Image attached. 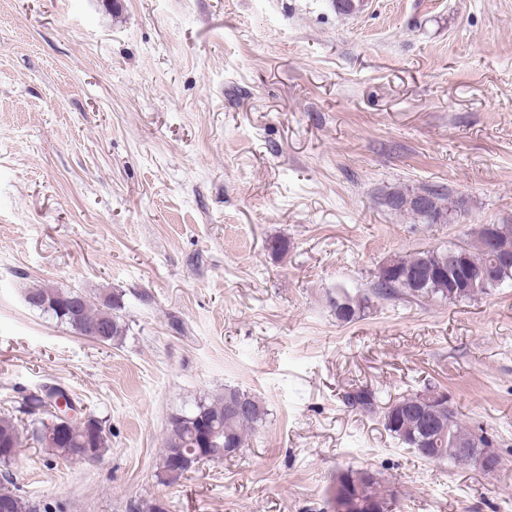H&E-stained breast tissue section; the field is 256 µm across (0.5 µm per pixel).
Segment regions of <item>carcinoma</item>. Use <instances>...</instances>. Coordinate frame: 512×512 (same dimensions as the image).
<instances>
[{"label": "carcinoma", "instance_id": "1", "mask_svg": "<svg viewBox=\"0 0 512 512\" xmlns=\"http://www.w3.org/2000/svg\"><path fill=\"white\" fill-rule=\"evenodd\" d=\"M386 205L393 210L407 212L426 221L428 224H447L453 212L452 206L446 203V195L437 189H425L419 193H396L386 199ZM497 239L496 249L488 246L490 230L482 224L475 232V239L470 244L458 245L448 249L432 248L418 251L409 256H396L382 263L370 291L363 298L338 295L337 302L332 304L336 319L350 323L357 318L365 303L374 297L379 300H394L402 297L421 301L439 299L456 302L473 299V291L461 288L458 282L448 280V255L457 256L460 271L488 272L487 279L478 294L488 293L493 288L512 281V266L503 267L497 262L496 253L512 254V224L494 225ZM34 301L29 306L37 311L47 313L69 328L80 331L65 312L68 298L77 296L81 299V312L89 321L98 320L106 327L102 336L94 340L110 345L120 340L126 333L120 311L123 306L117 295H108L104 302L95 307L83 291L55 288L49 285L36 286L28 289ZM236 392L247 398L251 410L234 418H223L215 428L210 430L208 447L219 456L225 448H244L247 433L261 425L267 416L263 402L246 391L235 387L224 388V393L206 396L185 411L170 416L161 449L160 464L156 478L162 484H173L185 477L182 472L168 470L167 457L170 449L182 448L189 455L197 454L201 448L196 425L197 417H210L218 414L224 406L225 394ZM376 393L367 387H358L345 393V404L362 413L376 412ZM20 413L26 415L21 420L13 415L0 413V476H9V466L15 459L16 450L23 447V435L29 434L31 439L40 446L47 457L58 458L71 462H83L85 457L100 459L108 448L104 434L93 428V421L81 425L67 422L48 409L43 390L35 391L23 398ZM385 429L399 443L411 449L420 459L428 462L451 460L458 462L455 442L474 435V431L463 425L454 409L438 416L428 405L411 407L398 411V417L392 418L390 407L382 410ZM449 423L443 432L432 434L425 431L427 424ZM62 430L65 435L56 444H46L43 436L50 425ZM369 469L346 468L336 475V481L348 485L354 491L351 512H371V506L377 505L381 512H396L398 508L397 493L385 487L379 476H368ZM0 512H39V507L15 491L4 488L0 494Z\"/></svg>", "mask_w": 512, "mask_h": 512}]
</instances>
